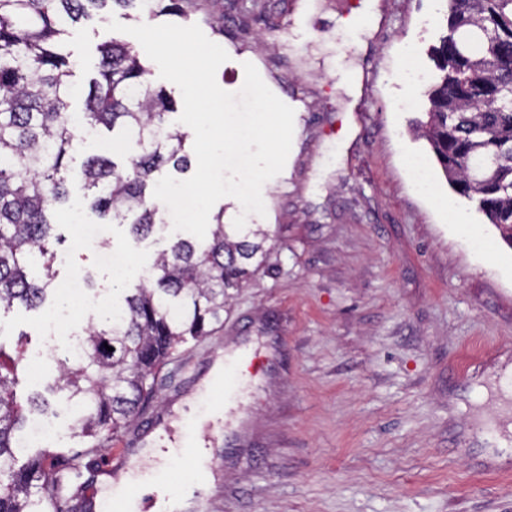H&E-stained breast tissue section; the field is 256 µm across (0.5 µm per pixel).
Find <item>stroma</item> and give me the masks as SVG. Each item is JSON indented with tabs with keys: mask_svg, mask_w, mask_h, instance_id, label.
<instances>
[{
	"mask_svg": "<svg viewBox=\"0 0 512 512\" xmlns=\"http://www.w3.org/2000/svg\"><path fill=\"white\" fill-rule=\"evenodd\" d=\"M189 16L149 17L113 8L68 37L78 94L97 75L102 45L127 44L155 88L182 103L133 36L107 30L198 25L228 61L218 85L239 91L244 63L292 107L283 171L265 183L268 259L236 293L211 336L179 346L157 393L119 440L133 476L153 483L159 458L146 450L155 415L199 395L212 364L240 343L257 350L240 368L228 447L212 456L204 512H512V247L447 183L398 112L406 47L425 71L444 19L432 0H379L378 28L350 24L363 0H195ZM429 175L417 191L408 159ZM76 209L55 218L58 280L89 274L120 301L138 278L116 282L103 251L129 252L146 269L176 239L169 211L134 239L125 224L98 223L84 199L80 165L67 173ZM44 318L0 310V348L19 358L18 401L56 374Z\"/></svg>",
	"mask_w": 512,
	"mask_h": 512,
	"instance_id": "obj_1",
	"label": "stroma"
}]
</instances>
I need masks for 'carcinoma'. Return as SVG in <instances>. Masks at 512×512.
Masks as SVG:
<instances>
[{"mask_svg":"<svg viewBox=\"0 0 512 512\" xmlns=\"http://www.w3.org/2000/svg\"><path fill=\"white\" fill-rule=\"evenodd\" d=\"M186 14L193 0H0V309L45 311L56 278L55 213L69 205L65 172L78 146L99 129H119L136 152L124 172L115 161L82 162L91 209L107 223H129L134 238L151 233L161 205L156 173L186 171V133L170 126L174 102L145 79L123 43L101 49L80 124L69 113L75 95L66 36L90 9L118 5ZM448 33L440 71L426 92L427 121H417L448 184L475 204L512 246V0H447ZM216 216L209 236L187 235L162 251L125 304L89 322L80 354L57 359L49 390L65 396L85 448L24 453L17 404V363L1 360L0 512H61L60 495L82 460L93 459L138 416L155 376L173 350L222 323L234 291L267 257L268 233L238 230ZM112 350H106V347Z\"/></svg>","mask_w":512,"mask_h":512,"instance_id":"cac0c4a2","label":"carcinoma"}]
</instances>
